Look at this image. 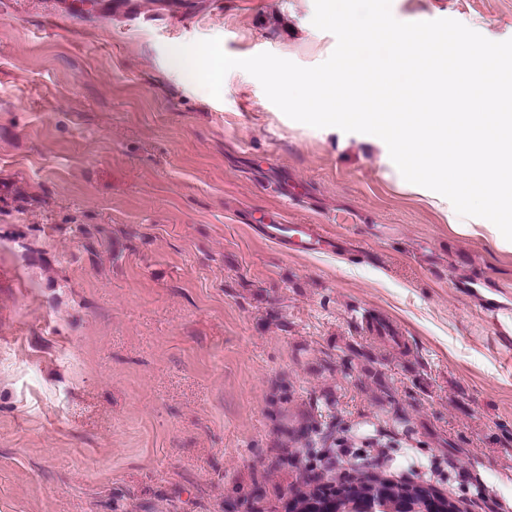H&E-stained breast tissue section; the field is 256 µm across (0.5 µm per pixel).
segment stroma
I'll return each instance as SVG.
<instances>
[{
  "label": "stroma",
  "instance_id": "stroma-1",
  "mask_svg": "<svg viewBox=\"0 0 512 512\" xmlns=\"http://www.w3.org/2000/svg\"><path fill=\"white\" fill-rule=\"evenodd\" d=\"M82 2L52 23L0 0V512H284L353 471L512 512V320L491 313L512 247L449 224L364 134L173 65L217 37L316 66L336 38L314 0ZM391 11L512 38V0ZM272 216L344 245L285 253ZM323 423L340 447L297 434ZM366 330L371 336H375L379 340L388 345L405 348L407 341L402 331L390 321H377L364 319Z\"/></svg>",
  "mask_w": 512,
  "mask_h": 512
}]
</instances>
